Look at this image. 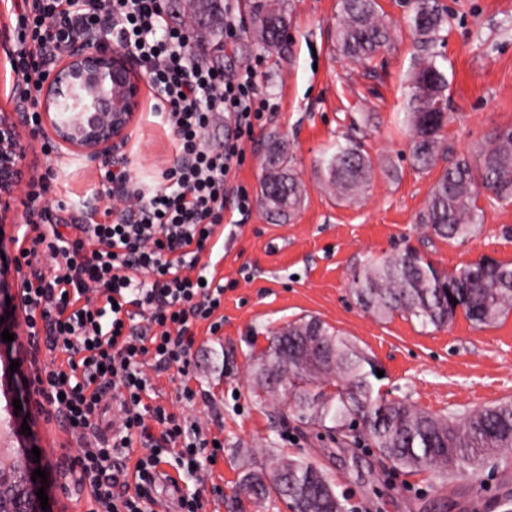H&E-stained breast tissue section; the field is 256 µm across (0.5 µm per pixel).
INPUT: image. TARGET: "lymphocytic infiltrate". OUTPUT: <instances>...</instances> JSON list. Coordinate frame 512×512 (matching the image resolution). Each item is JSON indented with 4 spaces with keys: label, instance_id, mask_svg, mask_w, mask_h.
Segmentation results:
<instances>
[{
    "label": "lymphocytic infiltrate",
    "instance_id": "1",
    "mask_svg": "<svg viewBox=\"0 0 512 512\" xmlns=\"http://www.w3.org/2000/svg\"><path fill=\"white\" fill-rule=\"evenodd\" d=\"M12 70L37 103L42 76L74 34L91 32L135 56L159 112L175 135L180 163L165 170V188L144 190L126 167L106 170L103 193L118 216L74 222L72 235L51 230L31 240L24 296L31 335L45 339L61 363L44 367L42 393L76 440L81 487L94 512H160L158 482L176 493L177 512H202V493L219 449L214 436L161 403L152 373L187 375L197 342L209 334L224 285L193 272L224 236V200L239 212L251 199L236 186L241 137L251 136L268 103L258 96L252 66L230 72L205 62L187 29L169 25L164 0H21ZM232 123L237 139L211 147L215 119ZM119 403L122 424L98 432L102 398ZM142 454H133L134 445ZM173 472H166V465ZM194 481V490L183 487Z\"/></svg>",
    "mask_w": 512,
    "mask_h": 512
}]
</instances>
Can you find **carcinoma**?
<instances>
[{
    "label": "carcinoma",
    "instance_id": "obj_1",
    "mask_svg": "<svg viewBox=\"0 0 512 512\" xmlns=\"http://www.w3.org/2000/svg\"><path fill=\"white\" fill-rule=\"evenodd\" d=\"M252 41L265 50L281 47L290 19L283 3L240 0ZM194 18L204 19L208 39L224 48V0H192ZM444 22L436 0H414L408 18L417 49L412 74L408 123L410 151L417 168L427 170L444 152L448 124V77L436 45ZM391 29L378 0H339L336 48L363 62L386 48ZM326 183L340 199L359 195L370 183L373 162L360 145L336 144L323 161ZM302 183L284 149L272 142L260 184L261 205L289 219L303 199ZM512 203V127L495 132L472 155L456 159L440 174L427 199L421 223L441 239L470 237L480 224L481 195ZM357 303L378 318L396 314L421 326L440 328L457 312L478 327L496 324L512 311V263L481 258L444 272L416 250L369 259L352 277ZM456 302H451L450 298ZM288 363V379L271 386L273 365ZM253 394L273 407L292 404L298 420L330 436H367L395 470L428 471L448 476L495 454H512V399L470 412L455 422L448 417L388 399L376 390L374 361L348 338L316 318L278 329L267 350L253 357ZM239 489L262 506L271 493L290 502L292 512H347L326 472L304 456L271 454L263 467H246Z\"/></svg>",
    "mask_w": 512,
    "mask_h": 512
}]
</instances>
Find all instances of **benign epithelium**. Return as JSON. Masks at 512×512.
Instances as JSON below:
<instances>
[{"label": "benign epithelium", "mask_w": 512, "mask_h": 512, "mask_svg": "<svg viewBox=\"0 0 512 512\" xmlns=\"http://www.w3.org/2000/svg\"><path fill=\"white\" fill-rule=\"evenodd\" d=\"M11 24L0 11V59L12 60ZM41 130H50L57 148L79 154L90 166L125 158L141 108V74L136 60L121 49L102 46L90 33L75 36L55 60L42 81ZM15 103L0 110V333L9 330L14 340H0V426L7 429L10 447L0 450V512H54L42 510L38 489L49 490L60 464L53 463L43 446L39 421L52 413L38 399V352L25 331L23 288L17 274V240L23 225L16 221L20 192L30 183L26 158L29 114L24 112L25 92L20 81L12 88ZM71 101L77 111L61 112ZM11 303H6V299ZM19 362L12 371L9 366ZM22 410L14 411L13 400ZM27 423L31 434L21 431ZM40 450L35 460L32 448ZM45 471L47 482L32 479L35 469Z\"/></svg>", "instance_id": "benign-epithelium-1"}]
</instances>
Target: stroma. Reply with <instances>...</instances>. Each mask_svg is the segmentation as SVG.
Returning a JSON list of instances; mask_svg holds the SVG:
<instances>
[{
    "mask_svg": "<svg viewBox=\"0 0 512 512\" xmlns=\"http://www.w3.org/2000/svg\"><path fill=\"white\" fill-rule=\"evenodd\" d=\"M392 30L387 48L364 63L342 56L334 43L338 0H288V40L276 51L250 48L241 30L224 67L257 70L258 89L272 110L244 138L237 183L253 202L240 214L224 202V251L216 267L224 280V324L201 335L189 376L168 370L156 378L171 411L202 427L222 428L224 453L202 495L203 512H291L270 496L264 508L239 494L245 463L268 453L303 454L332 478L348 512H512V456L486 461L447 483L431 473L390 469L366 443L344 444L317 435L290 410L261 404L251 391L250 358L265 349L273 331L317 318L368 352L382 375L375 386L418 409L463 418L471 410L512 397V314L490 327L464 315L448 326L422 327L416 319L379 320L357 304L351 281L372 256L415 249L451 271L480 258L512 262V204L480 198L483 218L465 241L426 233L420 214L441 171L471 154L497 130L512 126V0H438L446 23L438 49L448 73L446 152L428 172L412 163L406 112L415 44L407 19L410 0H379ZM156 95L142 91L138 131L127 147L131 176L149 187L179 157L174 135L162 124ZM352 138L371 156V184L361 199L336 198L321 165L338 141ZM281 142L305 186L291 220L271 218L258 201L270 139ZM42 140L30 147L43 200L21 206L30 236L50 224L69 223L83 210L103 212L104 167L76 154L45 155ZM206 391L207 400H182L183 386Z\"/></svg>",
    "mask_w": 512,
    "mask_h": 512,
    "instance_id": "obj_1",
    "label": "stroma"
}]
</instances>
